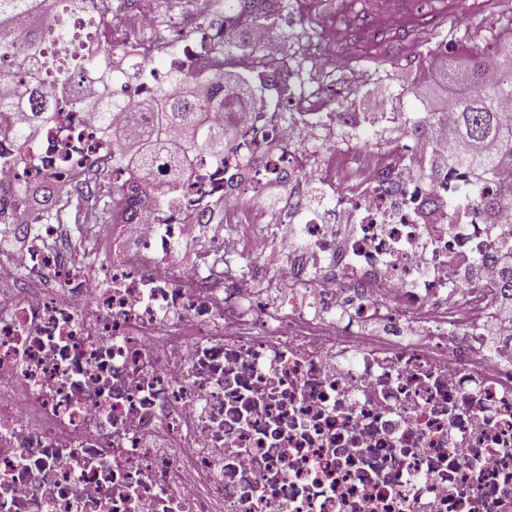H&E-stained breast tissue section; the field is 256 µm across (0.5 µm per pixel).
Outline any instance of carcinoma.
Returning a JSON list of instances; mask_svg holds the SVG:
<instances>
[{
	"label": "carcinoma",
	"mask_w": 512,
	"mask_h": 512,
	"mask_svg": "<svg viewBox=\"0 0 512 512\" xmlns=\"http://www.w3.org/2000/svg\"><path fill=\"white\" fill-rule=\"evenodd\" d=\"M84 0H0V54L15 53L14 28L28 24L33 35L22 54L36 63L30 79L40 96L51 99L68 91L75 75L93 66V61L83 54L69 49L71 41L79 34H69L62 28L45 26L40 21L39 5L57 16L75 15L82 12ZM282 8L281 0H224V11L247 17L259 18L262 12H276ZM492 64L498 83L486 88L483 79L488 64L479 58L471 69L464 72H448V84L463 90V96L451 100L448 108L456 113L455 146L448 148V161L465 165L479 172L486 171L488 161H473L470 147L497 142L502 153L512 155V112L497 108L500 98L512 99V32L499 39L492 56ZM226 72L216 71L210 77L212 85L224 91V98L209 100L200 91L199 83L180 80L177 96L162 90L153 97L143 99L127 120L141 127L142 140L129 144L116 140L112 152V168L125 173L120 178L112 174L101 179L90 177L92 171L74 173L72 190L56 191L47 184L35 187L0 183V198H16L17 206L0 211L2 224H65L73 210L91 208L96 224H123L127 220L124 197L132 192L140 193L151 201L157 200L159 190L145 189L131 179L137 169L151 162L160 152L185 157L197 149L220 152L224 149V130H214L204 124L203 116L210 105L222 106L227 114L247 112L250 101L244 93L245 82H240L236 92L224 85ZM24 103L17 86L0 79V122L11 111ZM54 118V113L37 110L22 127L15 129L16 138L26 143L43 125Z\"/></svg>",
	"instance_id": "1"
}]
</instances>
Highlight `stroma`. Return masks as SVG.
Listing matches in <instances>:
<instances>
[{"mask_svg": "<svg viewBox=\"0 0 512 512\" xmlns=\"http://www.w3.org/2000/svg\"><path fill=\"white\" fill-rule=\"evenodd\" d=\"M349 3L370 18L387 10L402 11L401 0H288L287 20L270 19L269 38L262 48L263 55L283 68L300 72L306 85L319 94L325 111L338 114H367L366 98L372 87L393 98L399 112H427L432 100L438 110H445L446 86L427 78L430 51L447 45L449 68L470 67L469 46L491 45L512 19V0H427L429 7L445 13L447 19L436 31L418 33V55H411L406 44L384 40L374 55L336 60L318 68L313 58L321 27ZM358 68L369 72L368 83L362 87L350 83L351 71Z\"/></svg>", "mask_w": 512, "mask_h": 512, "instance_id": "stroma-1", "label": "stroma"}]
</instances>
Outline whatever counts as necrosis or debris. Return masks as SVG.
<instances>
[{"label": "necrosis or debris", "mask_w": 512, "mask_h": 512, "mask_svg": "<svg viewBox=\"0 0 512 512\" xmlns=\"http://www.w3.org/2000/svg\"><path fill=\"white\" fill-rule=\"evenodd\" d=\"M215 4L144 41L155 24L128 0L84 47L98 73L48 101L55 120L24 144L0 131V181L63 189L112 159L87 104L99 72L126 112L184 78L210 89L211 63L259 82L223 154L137 171L165 193L119 225L105 269L25 225L22 283L0 289V512H512V342L482 344L512 292V174L449 165L431 139L382 148L303 86L290 104L274 64L217 56L227 31L262 24ZM409 25H328L321 51L370 54L375 31ZM317 183L331 206H311ZM272 211L305 240L259 255L274 287L214 283L225 245L207 231Z\"/></svg>", "instance_id": "4bbe7bcc"}]
</instances>
